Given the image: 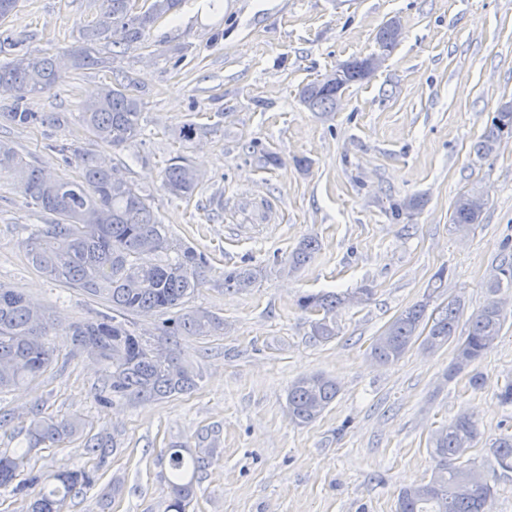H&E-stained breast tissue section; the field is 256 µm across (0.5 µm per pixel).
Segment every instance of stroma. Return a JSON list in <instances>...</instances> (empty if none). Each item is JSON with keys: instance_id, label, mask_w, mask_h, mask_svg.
<instances>
[{"instance_id": "35a3bbf8", "label": "stroma", "mask_w": 512, "mask_h": 512, "mask_svg": "<svg viewBox=\"0 0 512 512\" xmlns=\"http://www.w3.org/2000/svg\"><path fill=\"white\" fill-rule=\"evenodd\" d=\"M101 3L19 0L0 19V32L20 37L0 48V64L63 55ZM196 3L182 0L133 47L102 41L111 70L68 71L51 98L29 103L66 123L1 124L0 142L37 167L75 177V159L57 147L82 140L80 104L102 84L135 81L143 132L103 154L126 165L173 238L206 255L207 281L191 305L222 317L224 332L178 338L181 359L201 375L193 392L99 407L102 369L75 351L66 326L106 308L29 264L23 243L49 217L28 204L13 175L0 176V283L45 306L55 322L51 367L0 394V414L10 417L0 451L23 441L33 407L81 416L90 433L115 442L104 466L74 443L31 458L48 475L98 467L97 483L68 499L65 512H165L161 450L216 426L218 460L189 512H396L400 490L432 474L430 436L468 412L479 429L468 459L490 477L489 512H512V470L491 451L512 434V406L498 399L512 381V288L499 294L509 312L500 338L454 378L446 376L450 345L430 351L416 343L384 365L370 356L375 337L419 303L436 312L460 300L456 337L464 339L487 283L512 264V140L487 157L475 152L494 112L512 101V0H220L208 12ZM393 19L402 38L385 54L376 34ZM377 54L379 69L350 85L335 112L320 116L301 103L305 84ZM189 121L207 132L187 143L179 130ZM265 151L279 164H261ZM178 155L204 176L188 199L161 186ZM473 187L489 203L480 224L460 233L450 222L453 201ZM411 196L420 208L394 220L391 203ZM308 237L318 251L289 271V255ZM237 268L255 272L253 288L225 289V271ZM364 287L370 301L337 310L336 338L315 341L298 299ZM475 372L483 377L477 389L469 384ZM317 373L334 378L339 393L316 422L296 425L288 387Z\"/></svg>"}]
</instances>
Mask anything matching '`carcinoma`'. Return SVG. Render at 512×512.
<instances>
[{"label":"carcinoma","mask_w":512,"mask_h":512,"mask_svg":"<svg viewBox=\"0 0 512 512\" xmlns=\"http://www.w3.org/2000/svg\"><path fill=\"white\" fill-rule=\"evenodd\" d=\"M180 0H150L146 9L132 11L131 0H102L98 17L86 26L80 45L68 51L76 69L109 68L99 43L113 36L114 45L130 47L139 42L152 25L177 10ZM383 51L399 43V33L386 23L377 33ZM364 60L339 65L324 78L301 90L304 105L312 112L336 111L340 94L352 83L364 80ZM64 79L54 57L19 55L0 64V91L11 95L15 104L0 113V122L17 126L51 125L61 121L56 112H35L28 101L50 96ZM141 103L134 83L119 82L103 87L82 106L80 125L88 146L70 148L79 176L70 180L32 166L13 148L0 143V173L19 180L24 196L51 216L36 226L25 241L31 265L47 278L80 288L109 305L113 315L95 320H77L68 325L75 349L97 350L104 365V380L95 392L101 405L124 398H155L180 394L196 386L198 374L185 364L174 348L179 336H211L224 330V320L186 304L204 283L208 270L205 256L174 239L158 220L150 196L123 176L116 166L98 153L102 146L121 149L141 134ZM512 138V104L500 107L489 128L476 144L480 155L492 153L503 139ZM203 178L183 156L170 159L164 170L163 187L176 198H190ZM488 200L475 188L459 193L451 223L460 232L480 223ZM420 206L415 197L393 204L395 218L410 217ZM315 250L312 240L302 242L292 253L289 266L297 269ZM255 277L248 269L224 272V287L246 291ZM501 281L489 285L491 297L480 304L471 319L466 338L455 345L457 355L451 368L459 372L473 365L490 350L501 335L507 313L492 295ZM371 291L328 292L308 295L300 302L305 311L322 313L311 324L312 335L321 341L336 336L332 313L341 306L362 304ZM427 304L403 310L377 336L370 347L371 358L379 364L400 359L417 341L429 350H439L456 336L459 307L448 303L441 313L426 318ZM179 314L162 322L159 335L165 337L167 357L156 361L146 355L155 339L138 333L128 318L142 313ZM53 322L46 310L15 288L0 284V393L25 383L46 370L54 361L47 336ZM336 381L325 375L295 380L288 387L287 408L291 420L306 426L316 421L333 403ZM26 445L0 453V489L25 501L28 512H56V504L81 493L94 484L96 475L84 470L46 475L24 470L33 449L53 447L64 441H80L85 452L103 457L110 440L85 432L80 417H44L39 408L31 411ZM478 436L473 416L461 414L438 430L429 440L435 461L430 479L402 490L397 512H483L493 493L488 479L463 462ZM196 445H173L165 450L169 476L167 512H187L196 494L199 473L217 461L218 434L204 429L195 435ZM497 464L512 469V435L492 445Z\"/></svg>","instance_id":"carcinoma-1"}]
</instances>
